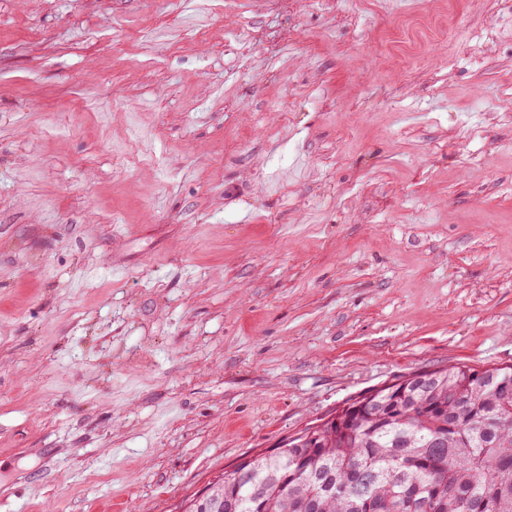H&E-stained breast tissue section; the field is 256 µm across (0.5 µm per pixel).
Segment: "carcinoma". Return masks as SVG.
<instances>
[{
  "instance_id": "cac0c4a2",
  "label": "carcinoma",
  "mask_w": 512,
  "mask_h": 512,
  "mask_svg": "<svg viewBox=\"0 0 512 512\" xmlns=\"http://www.w3.org/2000/svg\"><path fill=\"white\" fill-rule=\"evenodd\" d=\"M452 365L434 371L403 393L375 389L354 414L308 441L288 439L277 455L263 457L237 480L222 478L190 500L187 512H512V367Z\"/></svg>"
}]
</instances>
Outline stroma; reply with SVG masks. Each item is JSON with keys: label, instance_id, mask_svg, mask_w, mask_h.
<instances>
[{"label": "stroma", "instance_id": "stroma-1", "mask_svg": "<svg viewBox=\"0 0 512 512\" xmlns=\"http://www.w3.org/2000/svg\"><path fill=\"white\" fill-rule=\"evenodd\" d=\"M455 11L0 0V512H185L368 390L512 367V11Z\"/></svg>", "mask_w": 512, "mask_h": 512}]
</instances>
